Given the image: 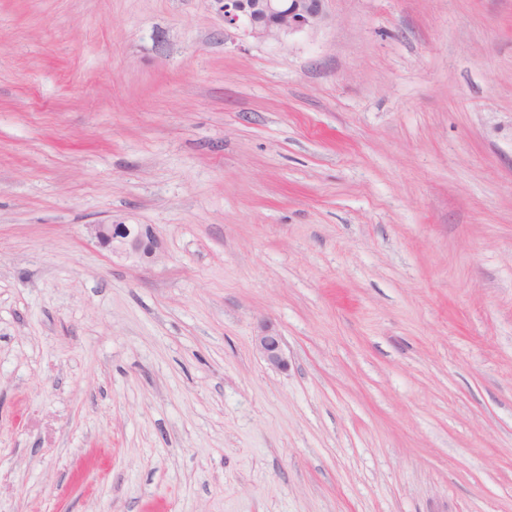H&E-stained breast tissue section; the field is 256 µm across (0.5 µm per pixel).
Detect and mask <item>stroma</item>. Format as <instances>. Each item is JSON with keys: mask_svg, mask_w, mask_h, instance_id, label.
Instances as JSON below:
<instances>
[{"mask_svg": "<svg viewBox=\"0 0 512 512\" xmlns=\"http://www.w3.org/2000/svg\"><path fill=\"white\" fill-rule=\"evenodd\" d=\"M324 10L0 0V512H512V0ZM224 25L242 28L258 39H288L316 27L325 0H221ZM90 237L112 255L135 256L153 260L161 246L148 225L142 224H91L87 227ZM254 346L263 360L276 369H287L288 356L280 331L271 323H262L254 336Z\"/></svg>", "mask_w": 512, "mask_h": 512, "instance_id": "stroma-1", "label": "stroma"}]
</instances>
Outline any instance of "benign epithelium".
I'll return each instance as SVG.
<instances>
[{
	"instance_id": "benign-epithelium-1",
	"label": "benign epithelium",
	"mask_w": 512,
	"mask_h": 512,
	"mask_svg": "<svg viewBox=\"0 0 512 512\" xmlns=\"http://www.w3.org/2000/svg\"><path fill=\"white\" fill-rule=\"evenodd\" d=\"M224 24L241 28L258 39L285 40L316 27L323 18L325 0H222ZM88 234L113 254L153 260L161 246L148 225L89 224ZM254 346L271 367L285 370L288 356L280 331L263 323L254 336Z\"/></svg>"
}]
</instances>
